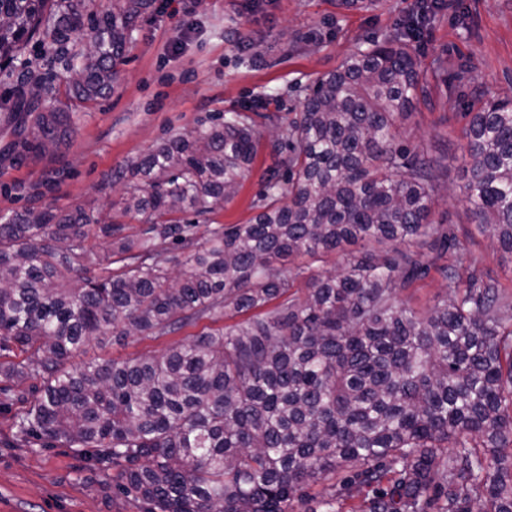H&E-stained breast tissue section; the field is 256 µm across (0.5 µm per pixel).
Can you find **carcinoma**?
<instances>
[{
	"label": "carcinoma",
	"instance_id": "carcinoma-1",
	"mask_svg": "<svg viewBox=\"0 0 512 512\" xmlns=\"http://www.w3.org/2000/svg\"><path fill=\"white\" fill-rule=\"evenodd\" d=\"M151 0H100L74 49L85 0H0V128L19 155L66 144L69 109L48 110L56 65L81 104L112 92ZM415 23L369 43L310 86L270 141L260 211L203 240L205 216L251 171L265 130L241 112L159 144L106 209H28L0 221V412L37 448H70L140 512H290L335 479L322 512H512V304L496 280L451 261L433 219L441 164L396 143L428 98L409 49ZM32 42L43 70L29 68ZM462 192L474 223L512 253V99L465 113ZM148 226L125 235L119 217ZM105 241L103 273L85 265ZM187 253L169 266V246ZM432 259L422 261V251ZM346 264L306 277L298 255ZM436 273L420 311L402 293ZM224 325L120 363L70 359L92 338H165ZM32 379L28 396L10 382Z\"/></svg>",
	"mask_w": 512,
	"mask_h": 512
}]
</instances>
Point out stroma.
I'll use <instances>...</instances> for the list:
<instances>
[{
  "label": "stroma",
  "mask_w": 512,
  "mask_h": 512,
  "mask_svg": "<svg viewBox=\"0 0 512 512\" xmlns=\"http://www.w3.org/2000/svg\"><path fill=\"white\" fill-rule=\"evenodd\" d=\"M416 4L152 0L136 23L112 94L77 113L69 146L53 155L0 159V215L44 205L65 210L78 202L103 206L125 189L121 182L107 186L114 170L224 113L292 117L306 86L336 70L358 45L396 36ZM415 49L430 97L403 121L399 141L442 160L435 217L463 241L458 264L511 285L512 254L478 234L461 188L467 104L489 92H512V0H454L424 23ZM272 164L267 142H260L237 194L200 221L196 237L219 224L247 223ZM209 326L203 320L162 340L101 336L71 363L158 353ZM0 512H138V506L113 495L111 482L71 449L0 447Z\"/></svg>",
  "instance_id": "1"
}]
</instances>
